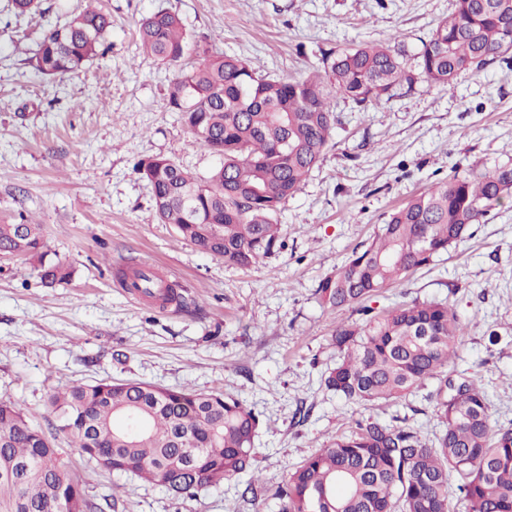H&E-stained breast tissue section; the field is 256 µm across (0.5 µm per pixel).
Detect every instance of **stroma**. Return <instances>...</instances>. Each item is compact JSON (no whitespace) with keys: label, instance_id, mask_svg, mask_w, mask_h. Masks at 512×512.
I'll return each mask as SVG.
<instances>
[{"label":"stroma","instance_id":"obj_1","mask_svg":"<svg viewBox=\"0 0 512 512\" xmlns=\"http://www.w3.org/2000/svg\"><path fill=\"white\" fill-rule=\"evenodd\" d=\"M88 0H40L41 18L0 0V224H42L46 262L70 281L47 287L20 258L0 256V400L47 426L49 394L102 379L221 390L258 412V474L266 496L243 503L236 477L189 498L112 475L69 449L68 470L89 494H116L114 512H278L289 471L354 420L406 419L422 436L439 425L415 395L373 406L345 402L321 376L336 354V314L315 290L390 211L451 169L512 160V67L496 63L445 86L365 107L339 97L333 145L279 217L284 246L240 269L201 253L161 223L138 160L164 156L197 176L217 156L167 103L172 67L142 54V18L178 14L191 39L238 56L258 74L306 77L323 48L401 38L416 50L453 0H100L112 16L107 49L80 72L44 78L28 60L48 29ZM177 285L165 309L122 288L128 269ZM448 302L467 329L449 370L489 396L494 425L512 427V203L471 225L432 265L384 288L381 309Z\"/></svg>","mask_w":512,"mask_h":512}]
</instances>
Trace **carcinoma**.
<instances>
[{
  "label": "carcinoma",
  "instance_id": "carcinoma-1",
  "mask_svg": "<svg viewBox=\"0 0 512 512\" xmlns=\"http://www.w3.org/2000/svg\"><path fill=\"white\" fill-rule=\"evenodd\" d=\"M112 15L88 8L50 29L30 59L50 79L82 70L101 51ZM142 50L179 67L167 102L194 141L219 157L206 175L149 156L137 170L151 187L155 213L179 236L224 264L249 267L281 248L278 216L332 142L341 95L365 106L411 90L417 79L445 85L500 61L512 63V0H455L413 55L399 44L319 49L320 72L305 79L257 74L243 59L195 44L179 15L143 19ZM199 63L186 71L184 58ZM512 198V160L453 170L448 178L394 209L363 249L316 289L338 313L357 308L363 322L341 318L331 337L336 363L327 390L348 403L427 394L441 429L431 439L409 425L356 420L336 440L292 469L276 492L279 512H512V428L492 425L488 394L463 378L448 384V363L465 335L441 301L412 300L375 310L367 302L386 286L455 247L469 227ZM39 224H0V253L34 265L41 283L68 281L63 263L44 261ZM56 422L47 431L23 408L0 401V512H106L76 479L57 481L64 449L53 432L97 466L195 497L231 477L249 475L244 494L264 488L252 478L260 415L223 391L198 392L144 381L101 380L53 393Z\"/></svg>",
  "mask_w": 512,
  "mask_h": 512
}]
</instances>
